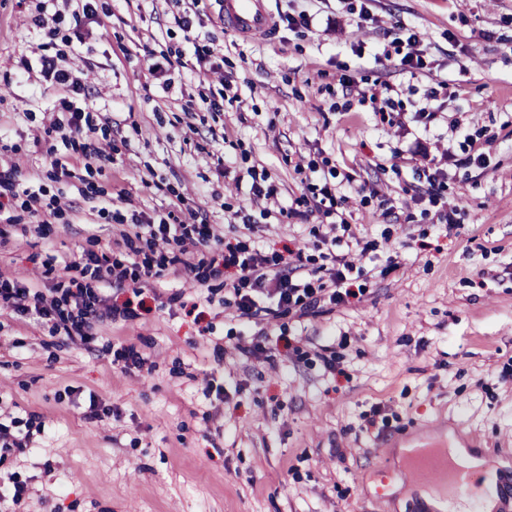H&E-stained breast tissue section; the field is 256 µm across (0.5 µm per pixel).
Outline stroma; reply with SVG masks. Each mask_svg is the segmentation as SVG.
Instances as JSON below:
<instances>
[{"instance_id": "stroma-1", "label": "stroma", "mask_w": 512, "mask_h": 512, "mask_svg": "<svg viewBox=\"0 0 512 512\" xmlns=\"http://www.w3.org/2000/svg\"><path fill=\"white\" fill-rule=\"evenodd\" d=\"M270 6L277 40L250 43L225 33L216 0H97L85 49L72 42L73 0H0V163L20 170L13 224L0 223V289L25 281L73 314L83 286L117 308L84 345L0 308V423L23 442L0 447V499L24 486L17 512H427L419 488L389 490L400 451L452 438L512 475V0ZM40 9L57 16L55 34L30 26ZM290 14L313 22L289 27ZM398 28L418 32L425 70L395 53L375 61ZM203 46L229 85L177 64ZM55 53L87 76L72 140L45 133L49 113L68 117L62 93L28 79ZM42 139L70 162L69 181ZM101 147L111 163L86 159ZM425 152L447 172L433 192ZM255 184L271 197L253 198ZM326 188L333 211H309ZM196 214L269 267L301 251L315 286L331 254L371 242L350 274L356 298L248 321L224 288L236 275L225 244L199 277L176 278L172 246L112 242L144 219ZM89 252L161 275L110 289L85 267ZM256 342L264 354H245ZM130 350L149 373L124 370Z\"/></svg>"}]
</instances>
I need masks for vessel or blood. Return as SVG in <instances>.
Listing matches in <instances>:
<instances>
[{
    "label": "vessel or blood",
    "instance_id": "1",
    "mask_svg": "<svg viewBox=\"0 0 512 512\" xmlns=\"http://www.w3.org/2000/svg\"><path fill=\"white\" fill-rule=\"evenodd\" d=\"M221 20L229 33L249 42H268L275 38L277 28L268 0H220ZM409 475L426 484L434 494L451 492L461 498H476L482 488L479 477L452 470L447 458L421 456Z\"/></svg>",
    "mask_w": 512,
    "mask_h": 512
}]
</instances>
